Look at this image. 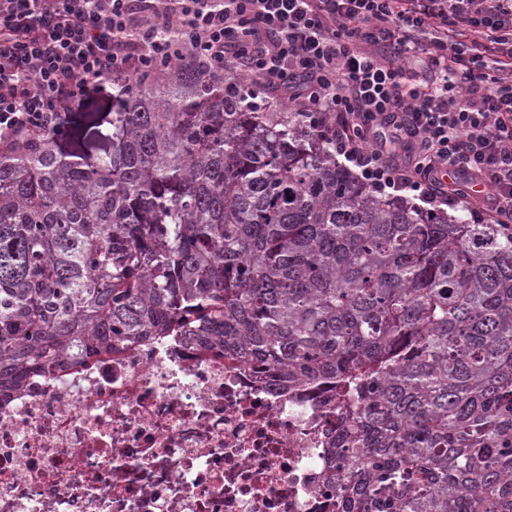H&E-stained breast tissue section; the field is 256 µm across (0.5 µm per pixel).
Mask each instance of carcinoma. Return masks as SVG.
Segmentation results:
<instances>
[{"mask_svg": "<svg viewBox=\"0 0 512 512\" xmlns=\"http://www.w3.org/2000/svg\"><path fill=\"white\" fill-rule=\"evenodd\" d=\"M157 336L326 394L341 512H512V233L184 63L0 143V400Z\"/></svg>", "mask_w": 512, "mask_h": 512, "instance_id": "cac0c4a2", "label": "carcinoma"}]
</instances>
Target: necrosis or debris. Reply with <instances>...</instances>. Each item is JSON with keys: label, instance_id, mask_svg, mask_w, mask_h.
Listing matches in <instances>:
<instances>
[{"label": "necrosis or debris", "instance_id": "obj_1", "mask_svg": "<svg viewBox=\"0 0 512 512\" xmlns=\"http://www.w3.org/2000/svg\"><path fill=\"white\" fill-rule=\"evenodd\" d=\"M323 398L183 336L0 403V512H335Z\"/></svg>", "mask_w": 512, "mask_h": 512}]
</instances>
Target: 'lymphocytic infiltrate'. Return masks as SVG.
I'll return each mask as SVG.
<instances>
[{
	"label": "lymphocytic infiltrate",
	"mask_w": 512,
	"mask_h": 512,
	"mask_svg": "<svg viewBox=\"0 0 512 512\" xmlns=\"http://www.w3.org/2000/svg\"><path fill=\"white\" fill-rule=\"evenodd\" d=\"M190 61L307 113L375 190L512 224V0H0V141Z\"/></svg>",
	"instance_id": "obj_1"
}]
</instances>
